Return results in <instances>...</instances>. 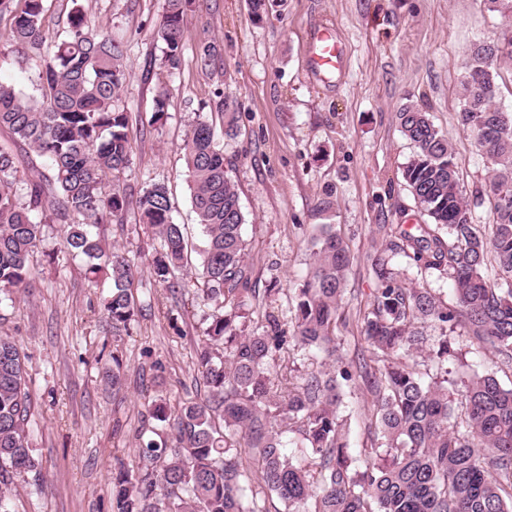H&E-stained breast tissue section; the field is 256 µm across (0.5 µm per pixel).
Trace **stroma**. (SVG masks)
I'll use <instances>...</instances> for the list:
<instances>
[{"mask_svg": "<svg viewBox=\"0 0 512 512\" xmlns=\"http://www.w3.org/2000/svg\"><path fill=\"white\" fill-rule=\"evenodd\" d=\"M81 4L93 28L122 46L130 73L119 104L130 116L133 162L103 180L104 191L120 185L130 203L121 223L96 232L137 267L138 318L113 335L100 304L110 280L90 286L85 259L60 253L64 222L48 224L29 287L0 303V335L14 337L28 356L29 440L40 461L38 472L13 485V512H112V460L136 459L138 432L155 425L148 404L162 398L174 408L205 394L195 359L206 314L196 281L202 236L184 161L199 114L212 122L238 187L251 282L279 291L276 316L288 312L289 290L310 266L320 225H332L355 256L342 302L349 317L374 286L368 266L385 243L381 225L427 223L402 178L415 152L397 119L406 105L429 112L447 133L464 196L480 223L493 221L491 165L457 123L471 47L512 34V16L488 11L483 0H274L260 19L248 0H192L174 68L156 35L165 0ZM327 19L344 63L323 82L309 69V38ZM9 28V16L0 17V80L39 96L40 61L5 42ZM159 100L164 115L155 122ZM224 107L237 115L230 137ZM155 182L166 186L173 218L195 249L169 287L149 274L158 240L134 204Z\"/></svg>", "mask_w": 512, "mask_h": 512, "instance_id": "35a3bbf8", "label": "stroma"}]
</instances>
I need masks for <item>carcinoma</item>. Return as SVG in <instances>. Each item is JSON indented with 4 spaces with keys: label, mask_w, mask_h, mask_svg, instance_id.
<instances>
[{
    "label": "carcinoma",
    "mask_w": 512,
    "mask_h": 512,
    "mask_svg": "<svg viewBox=\"0 0 512 512\" xmlns=\"http://www.w3.org/2000/svg\"><path fill=\"white\" fill-rule=\"evenodd\" d=\"M166 2L158 35L173 65L189 0ZM44 12V0H0V14L12 16L8 40L43 62L38 99L0 82V128L50 170L21 203L14 156L0 149V302L29 285L40 218L72 214L82 221L64 230V252L88 260L91 285L108 276L104 311L113 331L127 332L137 316L136 268L91 231L119 221L128 205L120 187L102 189L103 175L133 160L129 115L118 104L123 50L90 27L78 4L65 38L49 43ZM501 60H512V37L473 47L458 112L460 129L493 165L486 231L465 200L446 134L420 108L398 112L415 147L402 176L431 223L382 225L388 242L369 269L376 288L355 313L366 350L353 361L338 336L349 245L330 226L319 229L290 297L293 331L256 315L248 301L271 304L279 289L250 287L238 188L212 124L197 120L184 158L204 236L201 302L213 307L197 349L206 395L175 410L161 400L148 406L175 444L150 439L135 463L117 460L112 512H512V388L470 364L448 378V361H462L448 338L459 328L468 353L492 350L512 365V111L496 104ZM136 204L160 241L150 274L167 284L187 251L167 188L149 185ZM431 277L453 285L452 302L427 287ZM429 327L440 335H427ZM423 353L435 371L421 370ZM357 391L370 400L361 415L369 445L353 454L346 408ZM31 406L25 356L0 335V512H12L9 487L40 466L28 441Z\"/></svg>",
    "instance_id": "carcinoma-1"
}]
</instances>
